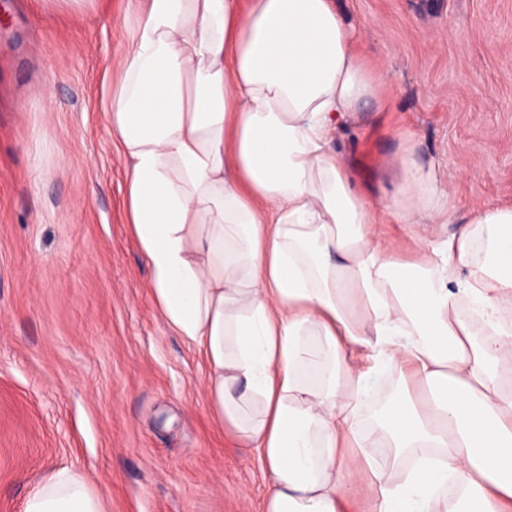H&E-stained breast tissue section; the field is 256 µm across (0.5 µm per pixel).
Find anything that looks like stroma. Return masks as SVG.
<instances>
[{"label":"stroma","mask_w":512,"mask_h":512,"mask_svg":"<svg viewBox=\"0 0 512 512\" xmlns=\"http://www.w3.org/2000/svg\"><path fill=\"white\" fill-rule=\"evenodd\" d=\"M339 7L387 75L381 111L340 138L357 185L392 196L409 148L449 194L453 223L381 225L414 262V235L512 205V0ZM131 17L130 0H0V512L61 467L102 512H262L259 455L214 419L126 222L102 109Z\"/></svg>","instance_id":"stroma-1"}]
</instances>
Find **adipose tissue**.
I'll use <instances>...</instances> for the list:
<instances>
[{"mask_svg": "<svg viewBox=\"0 0 512 512\" xmlns=\"http://www.w3.org/2000/svg\"><path fill=\"white\" fill-rule=\"evenodd\" d=\"M137 2L104 109L127 221L263 512H512V207L400 261L376 225L449 223V196L408 153L396 198L353 184L336 140L386 77L335 0ZM385 365L411 382L361 427ZM23 512L101 506L62 467Z\"/></svg>", "mask_w": 512, "mask_h": 512, "instance_id": "ef3b65f1", "label": "adipose tissue"}]
</instances>
